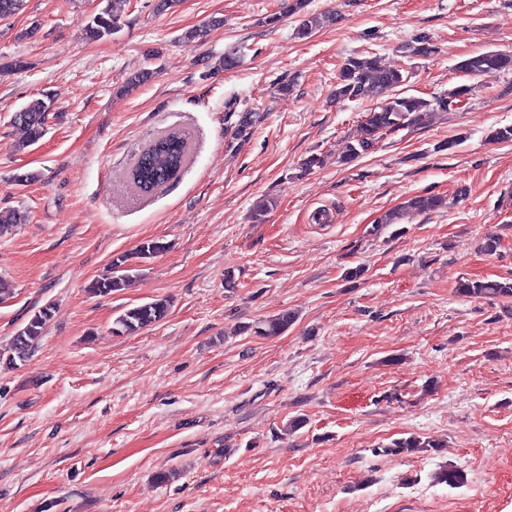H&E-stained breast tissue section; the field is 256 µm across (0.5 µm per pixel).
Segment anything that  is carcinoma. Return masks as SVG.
<instances>
[{"label": "carcinoma", "mask_w": 512, "mask_h": 512, "mask_svg": "<svg viewBox=\"0 0 512 512\" xmlns=\"http://www.w3.org/2000/svg\"><path fill=\"white\" fill-rule=\"evenodd\" d=\"M122 2L123 0H112V5L104 7L92 16L84 26L85 37L98 41L110 36L118 20L117 5ZM398 53L409 61L435 54L436 47L430 39L422 36L411 43L399 46ZM457 69L470 76L490 71L509 72L512 70V56L489 51L462 60L458 63ZM408 77L409 70L403 66L385 68L371 57L347 59L340 69L332 92L334 99L338 101L375 99L377 103L365 113L357 138L346 142L342 147L341 161L350 163L369 153L377 148L382 138L388 134L428 124L436 112L448 111L449 108L467 99L471 93V86L460 85L432 101L406 96L400 92L399 87L407 82ZM52 105V99L44 94L25 104L12 116L14 123L26 129L27 144H35L43 137L47 113L51 111ZM237 105L238 102L235 99L225 102L224 121L232 130L233 138L245 139L258 121V115L249 110L239 112ZM190 152L191 138L188 133L173 130L159 134L140 153L131 168L130 179L134 189L141 195H150L175 181L187 163ZM445 205L446 199L438 195L410 197L400 209L383 214L375 224L374 231L378 233L387 226L397 223L403 211L428 213ZM166 249V243L152 239L141 243L133 252L117 256L112 260L110 269L106 273L90 282L89 292L106 296L121 291L137 277L142 263ZM456 292L469 298L512 297V282L462 278L457 281ZM167 308L168 302L165 299H155L130 308L114 319L112 334H131L151 326L165 316ZM52 311L53 304H46L35 312L27 324L13 336L9 348L5 350L6 363L15 365L29 358L43 336ZM294 320V313L283 311L254 325H247L243 330L256 336L274 337L286 332ZM441 447L443 444L437 439H423L410 435L394 441L386 451L400 454ZM434 482L457 487L466 483V475L460 469L448 467L435 473Z\"/></svg>", "instance_id": "obj_1"}]
</instances>
